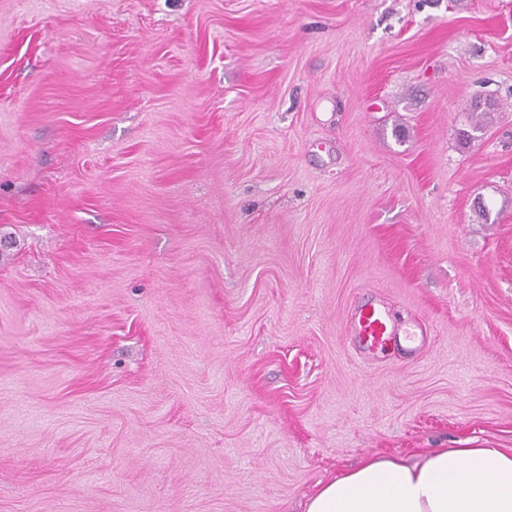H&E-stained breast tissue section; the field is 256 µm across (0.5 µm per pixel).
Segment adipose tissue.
Instances as JSON below:
<instances>
[{
	"label": "adipose tissue",
	"mask_w": 512,
	"mask_h": 512,
	"mask_svg": "<svg viewBox=\"0 0 512 512\" xmlns=\"http://www.w3.org/2000/svg\"><path fill=\"white\" fill-rule=\"evenodd\" d=\"M306 512H512V448H438L412 464L370 456L321 485Z\"/></svg>",
	"instance_id": "obj_1"
}]
</instances>
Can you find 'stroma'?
<instances>
[{"label": "stroma", "instance_id": "1", "mask_svg": "<svg viewBox=\"0 0 512 512\" xmlns=\"http://www.w3.org/2000/svg\"><path fill=\"white\" fill-rule=\"evenodd\" d=\"M369 301L426 335L367 353ZM471 447L512 448V0H0V512H303Z\"/></svg>", "mask_w": 512, "mask_h": 512}]
</instances>
